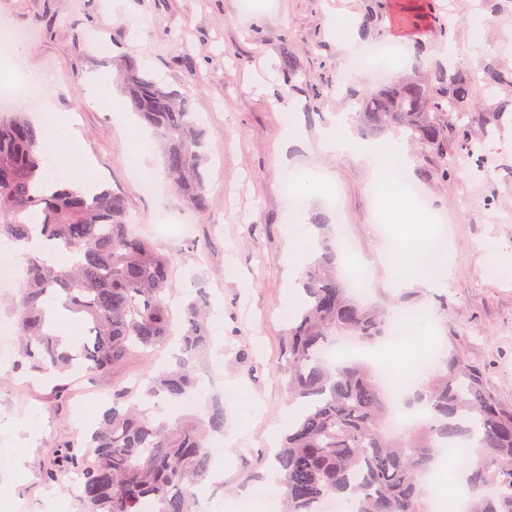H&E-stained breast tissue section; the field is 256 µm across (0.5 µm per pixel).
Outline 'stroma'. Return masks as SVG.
I'll return each mask as SVG.
<instances>
[{
	"label": "stroma",
	"instance_id": "obj_1",
	"mask_svg": "<svg viewBox=\"0 0 512 512\" xmlns=\"http://www.w3.org/2000/svg\"><path fill=\"white\" fill-rule=\"evenodd\" d=\"M340 13L356 16L354 37L366 48L401 45L405 65L381 74L362 69L343 81L348 55L327 31ZM1 22L29 38L21 59L0 47V81L42 82L45 101L32 119L52 124L59 140L79 131L76 148L92 163L87 179L121 193L137 232L176 255L180 291L198 282L211 296L216 316L205 368L223 391L206 389L194 412L224 403V498L215 512H260L243 500L266 482L256 460L277 445L292 411L281 314L301 298L302 272L288 263L283 173L314 168L330 179L331 195L306 204L304 221L354 239L356 261L370 260L384 243L380 206L359 157L318 149L341 115L363 141L393 140L356 119L353 96L450 66L476 72L493 64L508 75L466 107L472 139L490 142L479 176L442 177L443 155L464 151L456 139L440 151L406 147L409 182L447 228V288L396 278L392 262L370 260L366 286H349L348 293L361 303L433 314L429 336L386 350L390 361L403 366L458 350L484 368L494 395L512 404V280L489 273L512 263V112L495 114L501 100L512 99V0H253L248 9L241 0H0ZM285 53L292 67L283 66ZM129 58L187 93L207 131L205 216L166 188L150 130L130 111L117 122L108 105ZM289 105L298 112V131L283 154L280 109ZM137 145L154 174L147 186L132 160ZM161 212L168 217L163 225L155 221ZM185 224L193 225L192 236L182 235ZM0 377V418L29 424L25 433L0 429V453L22 455L24 468L20 476L0 470V512H50L53 500L60 512H81L74 485L45 481L43 469L49 443L91 428L93 416L71 405L56 410L49 385L13 372L9 361L0 362Z\"/></svg>",
	"mask_w": 512,
	"mask_h": 512
}]
</instances>
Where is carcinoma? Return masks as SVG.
Instances as JSON below:
<instances>
[{
	"label": "carcinoma",
	"mask_w": 512,
	"mask_h": 512,
	"mask_svg": "<svg viewBox=\"0 0 512 512\" xmlns=\"http://www.w3.org/2000/svg\"><path fill=\"white\" fill-rule=\"evenodd\" d=\"M117 80L126 102L154 130L165 178L186 207L207 212L206 132L190 99L160 85L135 61ZM507 81L489 65L483 77L448 68L425 83L391 84L360 101L361 119L404 131L413 144L441 149L446 108L459 115L479 92ZM454 133L470 144L468 124ZM42 131L24 112H0V239L19 245L37 230L74 256L58 268L44 254H25V276L12 303L17 342L13 368L53 382V399L71 394L72 377H102L131 356L159 355L133 381L112 380V401L96 428L53 444L44 477L78 483L82 512H197L198 487L212 479L209 440L224 433V407L175 423L164 409L197 396V363L211 348L213 305L204 288L174 304L176 257L131 230L124 197L100 184L50 189L41 169ZM308 266L305 301L285 336L288 396L303 407L288 425L272 467L284 512H315L345 497L353 512H427L421 490L436 450L459 446L467 464L468 512H512V404L492 393L484 370L451 353L434 365L406 403L421 404L424 424L401 435L388 429V409L373 369L358 361L331 363L323 350L341 336L364 345L384 337L394 319L353 301L337 269V244L319 243ZM81 315L91 338L67 349L54 331L50 300Z\"/></svg>",
	"instance_id": "carcinoma-1"
}]
</instances>
